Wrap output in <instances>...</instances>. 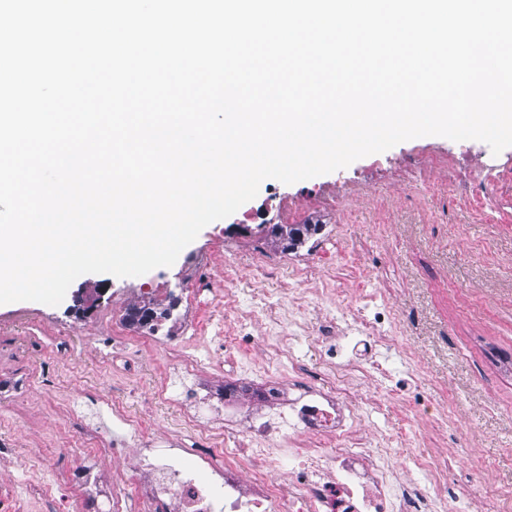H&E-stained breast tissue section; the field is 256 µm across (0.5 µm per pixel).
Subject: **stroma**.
I'll use <instances>...</instances> for the list:
<instances>
[{"instance_id": "35a3bbf8", "label": "stroma", "mask_w": 512, "mask_h": 512, "mask_svg": "<svg viewBox=\"0 0 512 512\" xmlns=\"http://www.w3.org/2000/svg\"><path fill=\"white\" fill-rule=\"evenodd\" d=\"M288 201L300 207L295 223L320 230L285 262H308L313 281L330 280L337 308L363 292L385 298L392 333L377 352L391 376L362 383L324 350L313 326L289 337L275 373L357 384L350 404L365 410L371 433L393 435L385 450L393 464L423 456L447 466L449 507L465 499L470 512L512 504V147L495 154L478 140L427 136L293 184L263 181L242 206L255 216L253 246L271 248L268 228ZM234 222L207 225L173 266L138 277L82 275L56 306L0 305V379L31 367L39 374L23 401L0 398L1 502L68 512L66 448L84 423L112 434L96 394L143 425L195 443L193 428L156 395L171 357L132 339L113 347L99 319L160 280L175 292L194 277L217 282L228 259L238 268L239 299L249 298L250 260L235 252ZM219 240L223 258L200 267ZM61 326L71 330L67 338L57 335ZM114 349L120 361L104 367L99 351Z\"/></svg>"}]
</instances>
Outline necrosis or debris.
I'll use <instances>...</instances> for the list:
<instances>
[{"instance_id":"obj_1","label":"necrosis or debris","mask_w":512,"mask_h":512,"mask_svg":"<svg viewBox=\"0 0 512 512\" xmlns=\"http://www.w3.org/2000/svg\"><path fill=\"white\" fill-rule=\"evenodd\" d=\"M285 267L303 284L289 293L286 315L266 288L267 280ZM253 270L252 297L244 304L234 289L237 268L225 263L224 278L206 301L213 335L243 342L257 333L264 354L279 355L286 328L305 327L312 315L336 307L334 289L308 287L309 265L285 264L281 255L268 251L254 256ZM386 311L385 300L359 295L354 307L323 330L321 340L339 346L343 363L358 367L364 378L385 376L374 351L391 333ZM133 312L127 304L113 307L106 318L113 336L151 342L160 323L134 319ZM207 345L201 329L193 328L172 365L191 380V388L179 392L165 383L158 388L197 431L198 447L150 433L129 420L120 405H112L123 431L119 445L134 453L133 470L124 481L102 483L95 464L111 446L96 429H84L79 446L66 451L71 512H124L131 502L141 512H444L445 468L433 458L394 468L363 432L364 415L350 408L347 387L289 383L275 374L254 380L237 373L225 375L219 386L200 384L196 376L210 364ZM217 427L231 432L221 446L210 440ZM187 458L192 466H184ZM283 470L289 479L277 480Z\"/></svg>"}]
</instances>
